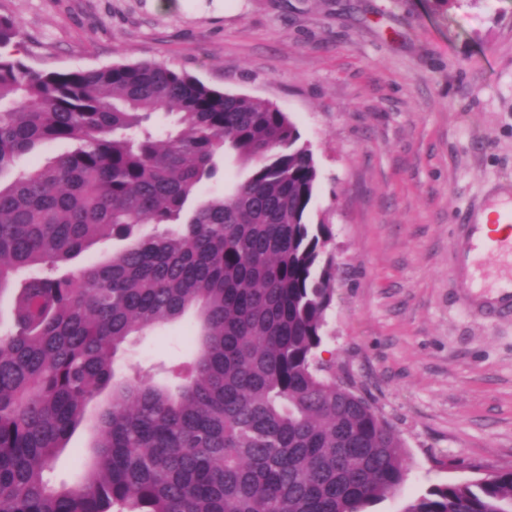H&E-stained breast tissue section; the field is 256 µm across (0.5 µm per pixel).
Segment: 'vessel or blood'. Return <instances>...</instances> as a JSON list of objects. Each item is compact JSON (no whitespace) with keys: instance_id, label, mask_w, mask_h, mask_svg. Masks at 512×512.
Returning <instances> with one entry per match:
<instances>
[{"instance_id":"1","label":"vessel or blood","mask_w":512,"mask_h":512,"mask_svg":"<svg viewBox=\"0 0 512 512\" xmlns=\"http://www.w3.org/2000/svg\"><path fill=\"white\" fill-rule=\"evenodd\" d=\"M495 213L489 223L479 224L462 217L456 230L460 239V260L465 272L463 284L471 301L498 311L512 310V200H490ZM495 267V283H486L483 271Z\"/></svg>"}]
</instances>
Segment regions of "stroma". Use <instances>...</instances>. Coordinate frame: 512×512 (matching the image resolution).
Returning a JSON list of instances; mask_svg holds the SVG:
<instances>
[{
  "label": "stroma",
  "mask_w": 512,
  "mask_h": 512,
  "mask_svg": "<svg viewBox=\"0 0 512 512\" xmlns=\"http://www.w3.org/2000/svg\"><path fill=\"white\" fill-rule=\"evenodd\" d=\"M37 70L155 62L296 123L336 282L317 351L402 439V512L512 467V313L466 307L455 216L512 189V0H0ZM188 321L121 362L164 380Z\"/></svg>",
  "instance_id": "35a3bbf8"
}]
</instances>
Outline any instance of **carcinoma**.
Here are the masks:
<instances>
[{"label":"carcinoma","mask_w":512,"mask_h":512,"mask_svg":"<svg viewBox=\"0 0 512 512\" xmlns=\"http://www.w3.org/2000/svg\"><path fill=\"white\" fill-rule=\"evenodd\" d=\"M0 16V512H363L406 479L405 446L316 353L335 288L318 168L290 116L158 63L36 70ZM174 116L170 127L152 117ZM246 170L209 190L221 161ZM112 258L66 265L103 236ZM195 309L169 384L121 373L133 337ZM94 418L72 486L50 473ZM402 512H512V468ZM71 150L66 141H49L40 144L34 151L23 154L16 159L17 169H29L42 166L48 161L56 160Z\"/></svg>","instance_id":"cac0c4a2"}]
</instances>
